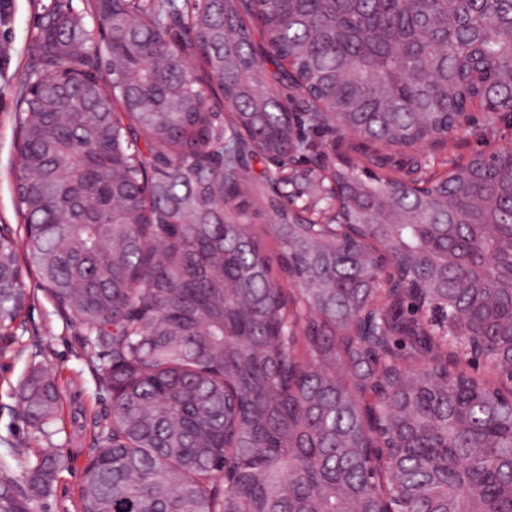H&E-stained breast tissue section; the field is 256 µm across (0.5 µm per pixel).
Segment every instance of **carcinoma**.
Instances as JSON below:
<instances>
[{
    "label": "carcinoma",
    "mask_w": 512,
    "mask_h": 512,
    "mask_svg": "<svg viewBox=\"0 0 512 512\" xmlns=\"http://www.w3.org/2000/svg\"><path fill=\"white\" fill-rule=\"evenodd\" d=\"M512 0H476L465 16L427 0H127L112 15L104 0L88 10L61 5L49 28L36 23L39 60L19 99L15 193L24 235L0 234V271L35 273L55 306L86 327L87 354L112 394L111 421L95 423L96 447L77 499L58 512H356L388 500L396 512H512V391L448 364L456 347L453 307L419 299L432 258L448 251L442 293L469 298L467 266L484 244L466 229L431 236L428 215L499 181L483 157L476 179L428 174L418 143L453 130L455 113L480 103L489 127L512 104ZM430 13L448 35L420 36ZM92 26H87L85 17ZM260 22L274 58L336 113V181L358 204L341 218L360 224L372 199L394 193L416 222L395 224L386 244L414 304L399 300L366 312L353 336L343 318L362 296L361 243L341 246L344 262L313 251L309 228L277 224L282 276L329 278L321 295L291 296L249 225L224 236L214 222L227 197L250 218L243 186L227 187L209 165L224 155V112L245 127L263 117L264 154L291 138L283 103L294 97L288 71L267 83L247 20ZM184 22L185 44L168 40ZM231 28L240 53L224 54ZM488 59L478 78L463 62L472 32ZM202 64L196 76L192 61ZM144 140L146 152L135 150ZM427 179L435 194L403 195ZM496 222L512 225V197L494 201ZM238 281L242 298L225 297ZM24 282L0 288V336L26 306ZM461 330L475 350L494 354L503 337L477 306ZM423 358L403 398L400 363ZM351 369V383L338 377ZM380 389L358 404L351 391ZM22 421L44 443L17 470L0 466V512H41L68 459L53 437L61 398L52 368L32 364L17 381Z\"/></svg>",
    "instance_id": "obj_1"
}]
</instances>
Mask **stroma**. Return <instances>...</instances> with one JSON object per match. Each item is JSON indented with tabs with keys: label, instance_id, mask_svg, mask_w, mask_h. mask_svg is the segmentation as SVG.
Here are the masks:
<instances>
[{
	"label": "stroma",
	"instance_id": "1",
	"mask_svg": "<svg viewBox=\"0 0 512 512\" xmlns=\"http://www.w3.org/2000/svg\"><path fill=\"white\" fill-rule=\"evenodd\" d=\"M51 0H0V233L16 232L22 224L14 194L17 164V131L14 115L20 90L37 60L30 50L29 33ZM512 144V129L497 120L487 129L486 114L474 110L471 121L454 128L444 143L423 150L429 170L452 169L478 151ZM29 300L17 330L19 355L0 357V463H15L33 455L39 443L28 433L16 411L12 384L27 372L32 360L55 369L62 387V420L54 437L59 449L71 458L61 484L77 491L83 468L93 453L90 437H75L72 421L81 415L86 422L105 420L112 413V397L98 383L95 364L85 349L86 331L61 314L41 290L38 281L25 280Z\"/></svg>",
	"mask_w": 512,
	"mask_h": 512
}]
</instances>
